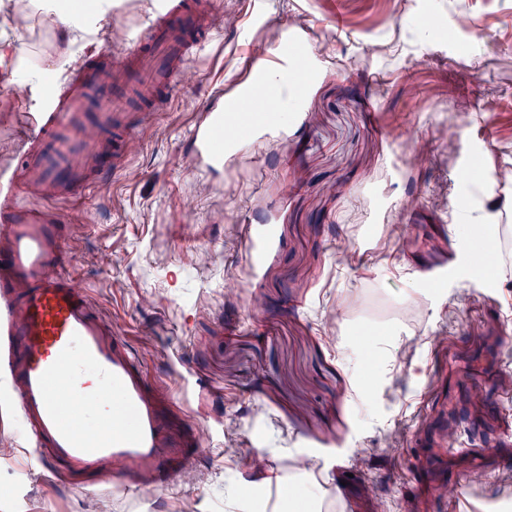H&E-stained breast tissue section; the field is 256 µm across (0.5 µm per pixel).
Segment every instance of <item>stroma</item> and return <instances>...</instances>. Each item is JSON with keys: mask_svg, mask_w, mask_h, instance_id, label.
Here are the masks:
<instances>
[{"mask_svg": "<svg viewBox=\"0 0 512 512\" xmlns=\"http://www.w3.org/2000/svg\"><path fill=\"white\" fill-rule=\"evenodd\" d=\"M219 18L178 78L155 125L137 132L128 172L61 203L85 219L65 272L88 290L149 374L171 361L197 373L200 420L223 425L170 487L120 493L64 483L28 453L22 425L0 414V512H293L294 455L311 456L319 512H437L443 476L479 467L487 481L447 512L512 500V427L474 387L494 393L495 346L512 322V236L499 232L483 268L460 230L479 191L502 197L512 175V0H212ZM151 0H0V158L22 137L13 113L35 111L108 32L138 28ZM57 17L56 26L44 23ZM298 26L302 45L281 36ZM265 49L301 96L265 112L260 139L240 141L224 175L201 190L185 144L212 83L225 96L251 79ZM476 167L477 186L457 172ZM260 225L257 248L241 238ZM410 225L401 237V225ZM456 259L446 278L433 267ZM238 293L225 297L224 280ZM496 299L487 313L472 294ZM451 336L446 353L434 339ZM436 398L466 418L484 453L442 456L410 442ZM267 460L251 469L247 455Z\"/></svg>", "mask_w": 512, "mask_h": 512, "instance_id": "obj_1", "label": "stroma"}]
</instances>
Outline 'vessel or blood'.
I'll list each match as a JSON object with an SVG mask.
<instances>
[{
	"label": "vessel or blood",
	"instance_id": "vessel-or-blood-1",
	"mask_svg": "<svg viewBox=\"0 0 512 512\" xmlns=\"http://www.w3.org/2000/svg\"><path fill=\"white\" fill-rule=\"evenodd\" d=\"M217 25L208 0H154L139 33L115 28L120 56L89 55L36 112L22 113L18 162L0 163V409L16 412L34 455L80 487L120 480L122 491L168 487L190 469L209 429L190 419L198 382L149 377L87 290L63 273L74 227L58 205L99 185L105 165L120 167L133 143L129 122L153 124L165 90L185 74ZM282 99L241 97L238 112H278ZM224 90L197 113L186 156L212 184L224 173ZM500 415L512 414V363L495 391ZM96 424H87V417ZM448 455L474 451L463 425L443 431ZM482 470L449 475L439 506L480 482Z\"/></svg>",
	"mask_w": 512,
	"mask_h": 512
}]
</instances>
